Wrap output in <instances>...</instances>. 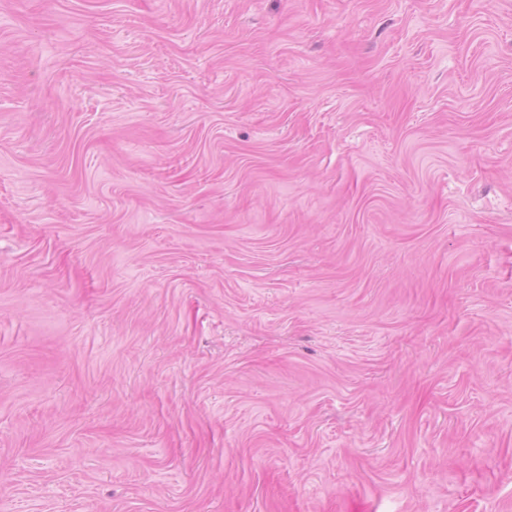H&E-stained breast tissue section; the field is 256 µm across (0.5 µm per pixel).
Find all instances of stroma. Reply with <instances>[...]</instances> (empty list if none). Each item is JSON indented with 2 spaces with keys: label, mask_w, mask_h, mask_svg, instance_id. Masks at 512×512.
Here are the masks:
<instances>
[{
  "label": "stroma",
  "mask_w": 512,
  "mask_h": 512,
  "mask_svg": "<svg viewBox=\"0 0 512 512\" xmlns=\"http://www.w3.org/2000/svg\"><path fill=\"white\" fill-rule=\"evenodd\" d=\"M0 512H512V0H0Z\"/></svg>",
  "instance_id": "35a3bbf8"
}]
</instances>
